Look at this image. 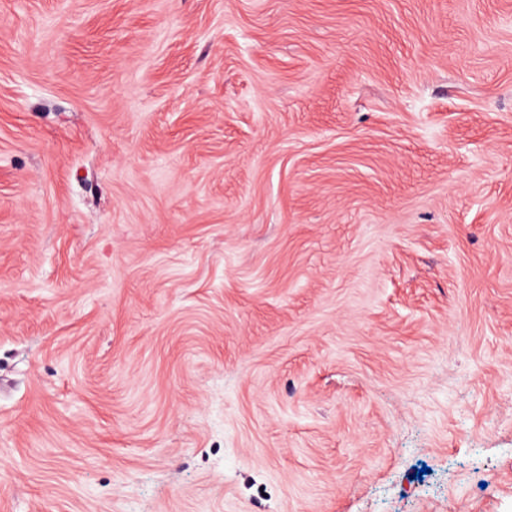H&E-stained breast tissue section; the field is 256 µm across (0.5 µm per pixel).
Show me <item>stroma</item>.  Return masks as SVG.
I'll list each match as a JSON object with an SVG mask.
<instances>
[{
  "mask_svg": "<svg viewBox=\"0 0 512 512\" xmlns=\"http://www.w3.org/2000/svg\"><path fill=\"white\" fill-rule=\"evenodd\" d=\"M0 512H512V0H0Z\"/></svg>",
  "mask_w": 512,
  "mask_h": 512,
  "instance_id": "1",
  "label": "stroma"
}]
</instances>
